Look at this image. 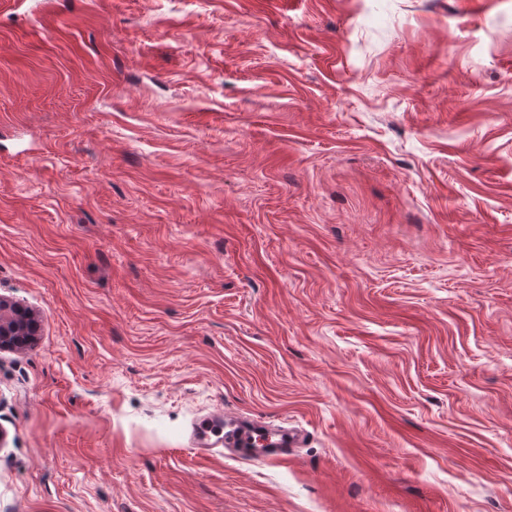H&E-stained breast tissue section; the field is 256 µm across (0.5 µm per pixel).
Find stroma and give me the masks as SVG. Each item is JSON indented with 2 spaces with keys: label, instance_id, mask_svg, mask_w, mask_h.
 <instances>
[{
  "label": "stroma",
  "instance_id": "obj_1",
  "mask_svg": "<svg viewBox=\"0 0 512 512\" xmlns=\"http://www.w3.org/2000/svg\"><path fill=\"white\" fill-rule=\"evenodd\" d=\"M0 296V512H512V0H0ZM37 317L0 297V349L22 347L34 341ZM229 429L224 433L211 432L210 428L223 427ZM193 436L190 445L194 454L201 458L210 457L215 453H223L217 450L220 446L239 448L240 453L251 461L269 462L273 460L287 461L291 455L289 448L296 446V437L291 432L273 430L260 421H243L228 414L223 410L209 413L193 423ZM268 434L271 439L263 442V448H258V438Z\"/></svg>",
  "mask_w": 512,
  "mask_h": 512
}]
</instances>
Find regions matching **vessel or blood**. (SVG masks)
<instances>
[{"instance_id":"obj_1","label":"vessel or blood","mask_w":512,"mask_h":512,"mask_svg":"<svg viewBox=\"0 0 512 512\" xmlns=\"http://www.w3.org/2000/svg\"><path fill=\"white\" fill-rule=\"evenodd\" d=\"M195 455L212 456L222 446L239 449L241 454L257 462L284 461L296 445V437L273 430L259 421H243L216 411L196 420L191 442Z\"/></svg>"}]
</instances>
